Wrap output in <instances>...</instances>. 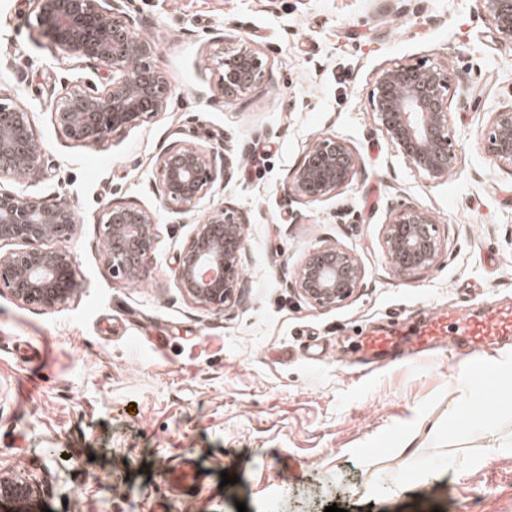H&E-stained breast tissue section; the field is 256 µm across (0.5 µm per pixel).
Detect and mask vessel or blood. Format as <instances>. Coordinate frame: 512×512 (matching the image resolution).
Here are the masks:
<instances>
[{"mask_svg": "<svg viewBox=\"0 0 512 512\" xmlns=\"http://www.w3.org/2000/svg\"><path fill=\"white\" fill-rule=\"evenodd\" d=\"M512 337V307L492 306L479 315H461L452 310L435 309L410 336L396 330L377 329L361 336L357 351L360 365L379 359L388 362L419 363L436 357L439 347L460 339L482 346Z\"/></svg>", "mask_w": 512, "mask_h": 512, "instance_id": "1", "label": "vessel or blood"}]
</instances>
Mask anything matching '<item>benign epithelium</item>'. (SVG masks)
I'll list each match as a JSON object with an SVG mask.
<instances>
[{"instance_id":"benign-epithelium-1","label":"benign epithelium","mask_w":512,"mask_h":512,"mask_svg":"<svg viewBox=\"0 0 512 512\" xmlns=\"http://www.w3.org/2000/svg\"><path fill=\"white\" fill-rule=\"evenodd\" d=\"M496 32L512 39V0H482ZM37 21L51 43L107 72L100 88L70 89L56 100L54 123L75 144L97 145L114 131L134 127L167 108L170 84L143 64L157 52L151 39L136 38L120 17L116 0H39ZM262 76V60L248 48L225 52L220 84L231 98L250 90ZM448 71L438 67H394L377 81L374 121L412 169L441 180L457 165L448 121ZM491 161L512 168V107L495 112L486 131ZM44 151L29 112L0 103V288L23 304L54 308L76 288L74 258L60 244L77 232L80 220L66 203L25 191L42 173ZM216 156L199 144L176 140L156 160L162 203L185 212L214 193ZM359 156L343 141L317 140L294 169L293 194L321 201L350 185ZM104 261L112 278L140 277L154 252L156 214L117 203L102 213ZM245 221L226 205L208 212L171 270L181 293L201 308L222 307L247 287L244 274ZM383 248L398 273L428 270L441 257V241L430 211L400 209L382 225ZM365 276L358 257L335 244L313 251L296 272V286L313 306L329 309L349 299ZM38 483L8 468L0 470V512H25Z\"/></svg>"}]
</instances>
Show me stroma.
<instances>
[{"mask_svg":"<svg viewBox=\"0 0 512 512\" xmlns=\"http://www.w3.org/2000/svg\"><path fill=\"white\" fill-rule=\"evenodd\" d=\"M125 11L131 33L158 45L149 65L171 85L168 106L80 146L53 107L104 70L50 43L36 0H0V94L29 111L45 151L29 191L80 219L66 244L71 299L47 309L0 293V466L39 481L29 512H512V348L459 345L366 375L345 357L367 327L436 306H512V169L481 139L512 106V42L481 0H126ZM243 44L263 74L228 98L222 60ZM400 65L450 73L448 178L420 176L373 120L377 80ZM324 136L360 164L337 195L306 202L291 174ZM178 138L234 160L191 213L160 203L155 161ZM115 202L157 212L161 226L133 283L103 258L100 217ZM220 204L246 219L248 286L206 310L169 274ZM406 207L432 212L443 250L433 268L400 275L381 228ZM329 242L354 252L365 278L320 309L294 276ZM187 458L197 482L167 487L164 470ZM226 474L236 484L222 485Z\"/></svg>","mask_w":512,"mask_h":512,"instance_id":"35a3bbf8","label":"stroma"}]
</instances>
